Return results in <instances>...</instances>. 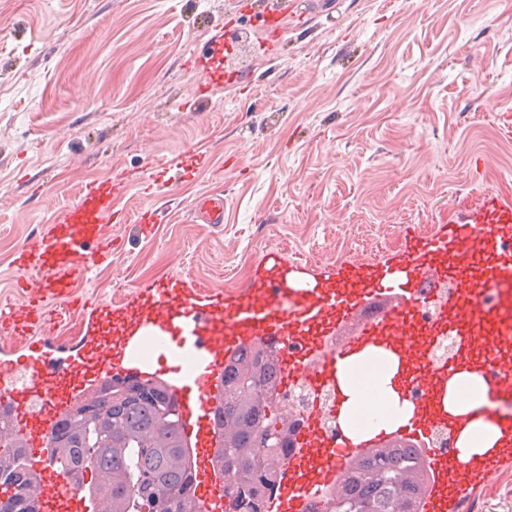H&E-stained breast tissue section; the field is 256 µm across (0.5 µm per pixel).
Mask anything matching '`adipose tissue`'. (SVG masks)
<instances>
[{
    "mask_svg": "<svg viewBox=\"0 0 512 512\" xmlns=\"http://www.w3.org/2000/svg\"><path fill=\"white\" fill-rule=\"evenodd\" d=\"M397 357L377 348L367 349L340 367L341 413L339 425L352 441L389 432L413 415V406L397 385ZM487 387L475 372L458 374L442 396L446 410L471 416L457 446L462 457L484 453L497 439L496 427L480 418L487 403Z\"/></svg>",
    "mask_w": 512,
    "mask_h": 512,
    "instance_id": "ef3b65f1",
    "label": "adipose tissue"
}]
</instances>
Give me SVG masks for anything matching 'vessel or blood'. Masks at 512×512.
<instances>
[{
    "label": "vessel or blood",
    "mask_w": 512,
    "mask_h": 512,
    "mask_svg": "<svg viewBox=\"0 0 512 512\" xmlns=\"http://www.w3.org/2000/svg\"><path fill=\"white\" fill-rule=\"evenodd\" d=\"M119 192L114 184L87 187L21 250L20 268L41 273L38 290L21 313L0 314L1 335L24 336L54 321L51 301L71 297L75 274L111 255L112 242L99 229L116 218L112 200ZM195 214L208 224L223 223L224 201L204 199ZM511 239L512 200L489 194L461 223L414 242L395 262L346 266L333 282L296 287L289 279L293 265L271 249L260 259L263 277L240 295L226 299L168 280L140 291L121 312L107 303L91 307L79 349L53 354L42 341H29L31 374L24 383L12 369L0 368V409L41 470L33 493L42 512H94L95 501L55 472L46 440L75 399L115 375L164 377L195 451L196 497L203 512H224V484L212 463L216 395L231 354L258 340L278 354L280 386L304 382L315 399L337 389L340 361L369 347L396 352L402 392L416 409L407 424L355 444L342 433L323 438L324 412L312 404L281 464L268 512H308L341 482L352 456L394 443L415 447L427 466V490L414 501V512H465L473 494L512 468V411L506 407L512 401V253L503 248ZM446 336L454 342L449 359L431 358ZM462 371L479 373L498 405L484 412L498 430L496 446L467 459L456 442L470 420L441 406L442 390ZM439 430L447 432L448 447H436Z\"/></svg>",
    "instance_id": "vessel-or-blood-1"
}]
</instances>
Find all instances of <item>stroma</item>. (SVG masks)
I'll return each instance as SVG.
<instances>
[{
	"label": "stroma",
	"instance_id": "35a3bbf8",
	"mask_svg": "<svg viewBox=\"0 0 512 512\" xmlns=\"http://www.w3.org/2000/svg\"><path fill=\"white\" fill-rule=\"evenodd\" d=\"M262 8L0 0V308L27 304L21 247L120 175L112 257L74 281L115 308L169 279L239 294L270 248L331 279L512 198V0H288L273 33ZM219 30L246 52L199 68ZM209 194L223 223L193 218Z\"/></svg>",
	"mask_w": 512,
	"mask_h": 512
}]
</instances>
